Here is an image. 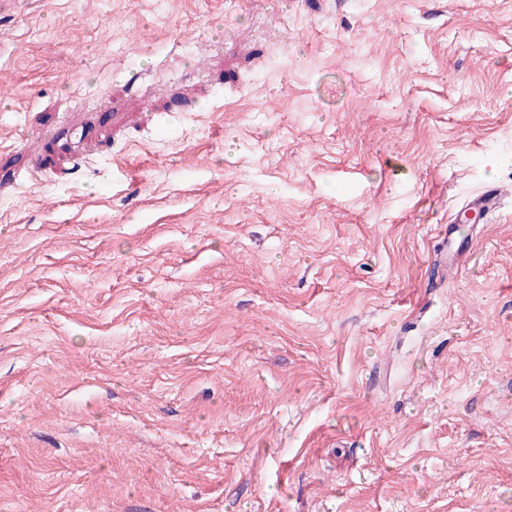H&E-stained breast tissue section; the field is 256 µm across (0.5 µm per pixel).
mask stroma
Wrapping results in <instances>:
<instances>
[{
  "label": "stroma",
  "mask_w": 512,
  "mask_h": 512,
  "mask_svg": "<svg viewBox=\"0 0 512 512\" xmlns=\"http://www.w3.org/2000/svg\"><path fill=\"white\" fill-rule=\"evenodd\" d=\"M512 0H0V512H512ZM506 193L499 185L490 184L467 201L466 209L478 216L486 215L498 206ZM454 222L448 224V268H452L458 262L465 258L472 246L473 226H468Z\"/></svg>",
  "instance_id": "obj_1"
}]
</instances>
